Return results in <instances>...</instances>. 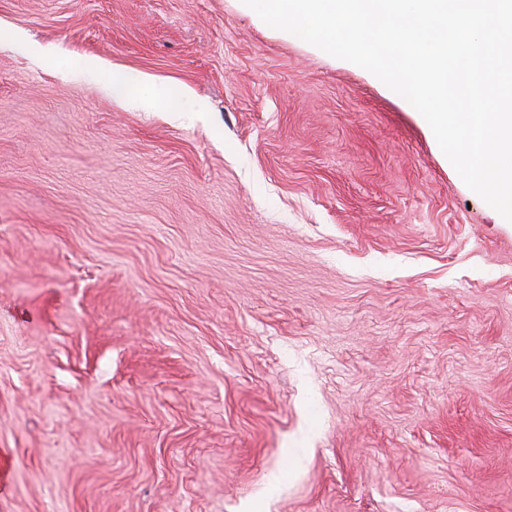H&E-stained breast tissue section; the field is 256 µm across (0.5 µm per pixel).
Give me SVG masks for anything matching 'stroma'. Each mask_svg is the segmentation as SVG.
<instances>
[{
  "label": "stroma",
  "instance_id": "1",
  "mask_svg": "<svg viewBox=\"0 0 512 512\" xmlns=\"http://www.w3.org/2000/svg\"><path fill=\"white\" fill-rule=\"evenodd\" d=\"M1 460L0 512H512V224L242 0H0Z\"/></svg>",
  "mask_w": 512,
  "mask_h": 512
}]
</instances>
